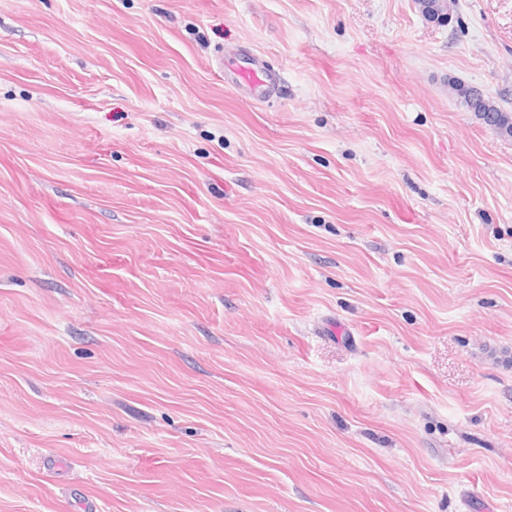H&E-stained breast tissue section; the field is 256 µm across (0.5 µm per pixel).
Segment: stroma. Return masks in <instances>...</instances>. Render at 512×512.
<instances>
[{"instance_id":"35a3bbf8","label":"stroma","mask_w":512,"mask_h":512,"mask_svg":"<svg viewBox=\"0 0 512 512\" xmlns=\"http://www.w3.org/2000/svg\"><path fill=\"white\" fill-rule=\"evenodd\" d=\"M0 0V512H512V0ZM283 78L256 100L221 54ZM415 6L424 17L435 15L446 19L452 17L455 12L456 3L455 0H415ZM455 15L446 21H440L438 25L445 26V22L449 25ZM448 92L451 96L458 98L461 101L472 103L473 98L477 93H480L475 88H466L461 85H450L448 86ZM483 96L485 99L490 100L493 108L490 112H485L484 102L481 98H476L473 102L472 110H466L467 112H475L478 116H481L487 122L493 123L494 125L501 126L504 128L507 134H502L505 137H512V111L508 110L500 104L499 99L496 97L490 96L489 94L483 91Z\"/></svg>"}]
</instances>
